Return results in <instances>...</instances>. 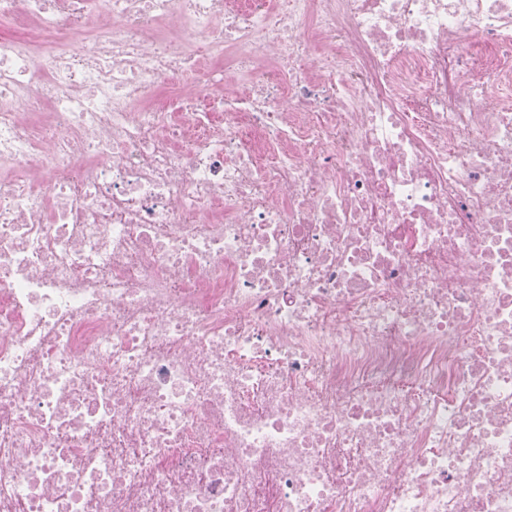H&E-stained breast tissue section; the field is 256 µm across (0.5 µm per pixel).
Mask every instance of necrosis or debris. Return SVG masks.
I'll return each mask as SVG.
<instances>
[{
  "label": "necrosis or debris",
  "mask_w": 512,
  "mask_h": 512,
  "mask_svg": "<svg viewBox=\"0 0 512 512\" xmlns=\"http://www.w3.org/2000/svg\"><path fill=\"white\" fill-rule=\"evenodd\" d=\"M0 512H512V0H0Z\"/></svg>",
  "instance_id": "1"
}]
</instances>
